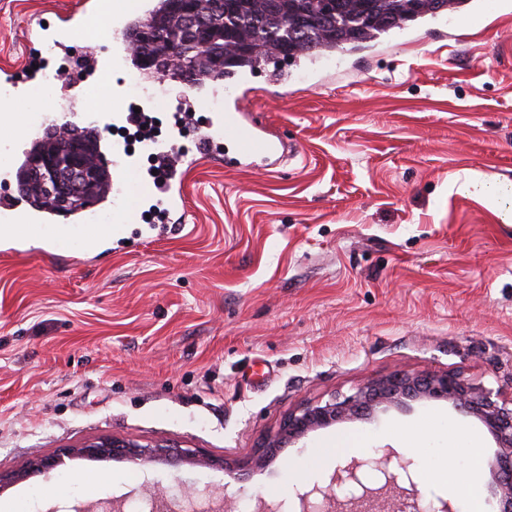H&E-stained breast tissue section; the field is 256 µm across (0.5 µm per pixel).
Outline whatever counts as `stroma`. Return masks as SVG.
I'll return each mask as SVG.
<instances>
[{
    "label": "stroma",
    "instance_id": "stroma-1",
    "mask_svg": "<svg viewBox=\"0 0 512 512\" xmlns=\"http://www.w3.org/2000/svg\"><path fill=\"white\" fill-rule=\"evenodd\" d=\"M96 0H0V68L22 65L39 20ZM248 82L252 121L282 158L197 162L177 227L122 239L48 224L0 252V471L104 436L202 448L227 468L63 457L0 491V512L40 491L41 512L109 498L138 512L160 491L232 498L258 512L281 486L329 482L347 444L413 458L418 495L464 503L439 478L452 441L492 456L448 402L317 429L243 472L288 412L401 372H455L512 397V0H467L369 46L314 55L276 87ZM482 172L484 198L454 181ZM322 453L320 468L305 466Z\"/></svg>",
    "mask_w": 512,
    "mask_h": 512
}]
</instances>
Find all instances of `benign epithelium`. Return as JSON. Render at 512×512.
I'll use <instances>...</instances> for the list:
<instances>
[{
	"mask_svg": "<svg viewBox=\"0 0 512 512\" xmlns=\"http://www.w3.org/2000/svg\"><path fill=\"white\" fill-rule=\"evenodd\" d=\"M31 170L56 178L55 160H32ZM445 400L461 413L477 419L496 443L491 465L480 475L497 512H512V399L505 400L492 390L473 384L454 372L443 374L402 373L371 380L355 393L325 403H310L291 411L277 432L264 440L260 452L246 461V467H263L286 446L295 444L311 431L332 424L369 420L379 412L403 408L411 402ZM68 454L89 459H121L147 463L163 458L170 463L191 462L214 468L224 460L197 449L176 446L143 445L134 438H99L68 450ZM411 458L393 462L388 452L381 456L340 464L326 485L315 484L295 490L299 512H453L439 500L424 505L415 492L403 486L414 485Z\"/></svg>",
	"mask_w": 512,
	"mask_h": 512,
	"instance_id": "1",
	"label": "benign epithelium"
}]
</instances>
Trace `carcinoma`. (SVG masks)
<instances>
[{"mask_svg":"<svg viewBox=\"0 0 512 512\" xmlns=\"http://www.w3.org/2000/svg\"><path fill=\"white\" fill-rule=\"evenodd\" d=\"M466 0H193L191 13H182L174 0H156L150 20L133 31V66L145 73L168 67L172 54L186 60L191 86L202 89L224 80L236 68H252L270 59L297 60L323 52L343 50L375 41L406 23L442 11H453ZM151 33L146 39L143 31ZM77 136L97 157V135L86 129L45 133L26 152L19 170L36 156L61 150L66 139ZM76 195L68 209L82 208L81 196L92 191L101 201L109 179L101 171L62 169ZM21 195L39 208L57 210L59 193L37 174L18 185Z\"/></svg>","mask_w":512,"mask_h":512,"instance_id":"carcinoma-1","label":"carcinoma"}]
</instances>
